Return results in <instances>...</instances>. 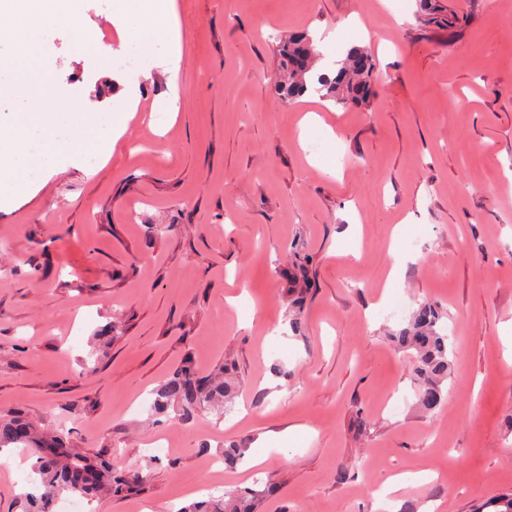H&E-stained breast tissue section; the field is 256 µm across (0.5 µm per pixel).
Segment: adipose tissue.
I'll use <instances>...</instances> for the list:
<instances>
[{"label": "adipose tissue", "mask_w": 512, "mask_h": 512, "mask_svg": "<svg viewBox=\"0 0 512 512\" xmlns=\"http://www.w3.org/2000/svg\"><path fill=\"white\" fill-rule=\"evenodd\" d=\"M112 24L121 48H134L147 58L164 55L168 72H178L182 58L178 0H113Z\"/></svg>", "instance_id": "obj_1"}]
</instances>
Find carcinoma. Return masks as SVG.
I'll use <instances>...</instances> for the list:
<instances>
[{"mask_svg":"<svg viewBox=\"0 0 512 512\" xmlns=\"http://www.w3.org/2000/svg\"><path fill=\"white\" fill-rule=\"evenodd\" d=\"M280 71L271 79L275 94L288 104L312 91L336 107L349 102L357 108L367 107L380 79L372 56L358 48L349 50L339 61V69L330 79L315 73L321 51L307 32L288 33L278 40ZM447 313L438 305L422 301L410 320L393 336L397 346L409 354L416 381L419 406L432 413L446 396L444 383L451 369L453 348L448 328L443 325ZM154 408L176 407L181 418L189 420L209 407H224L232 400V385L224 379L199 377L187 365L174 369L154 390ZM17 448L35 458L33 484L39 493L25 495L26 512H53L55 497L66 492L86 499L109 495L121 498L140 485L146 475L141 471L117 474L105 457L89 458L69 447L63 432H40L25 417L0 418V450ZM245 449L230 445L224 448V465L235 468L244 460ZM256 488L242 494L224 491L179 509V512H254L255 501L265 496L267 483L257 479Z\"/></svg>","mask_w":512,"mask_h":512,"instance_id":"obj_1","label":"carcinoma"}]
</instances>
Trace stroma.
Here are the masks:
<instances>
[{
	"mask_svg": "<svg viewBox=\"0 0 512 512\" xmlns=\"http://www.w3.org/2000/svg\"><path fill=\"white\" fill-rule=\"evenodd\" d=\"M435 2L457 32L418 0H179L178 89L156 59L152 79L125 73L122 101L98 71L119 44L112 0L80 2L89 56L66 25L47 30L58 103L93 88L111 111L138 103L102 171L73 138L0 204V415L147 474L93 512H178L203 484L251 486L261 453L275 490L258 512H477L512 493V0ZM304 29L337 57L373 56L386 78L369 108L275 98V39ZM308 111L325 125L304 137ZM295 263L312 283L298 314ZM398 298L435 302L454 329L430 415L392 340ZM187 359L202 376L233 366L231 410H138ZM230 444L246 460L210 469Z\"/></svg>",
	"mask_w": 512,
	"mask_h": 512,
	"instance_id": "obj_1",
	"label": "stroma"
}]
</instances>
